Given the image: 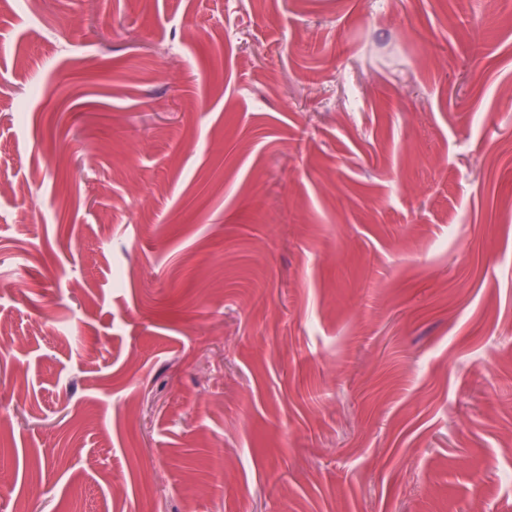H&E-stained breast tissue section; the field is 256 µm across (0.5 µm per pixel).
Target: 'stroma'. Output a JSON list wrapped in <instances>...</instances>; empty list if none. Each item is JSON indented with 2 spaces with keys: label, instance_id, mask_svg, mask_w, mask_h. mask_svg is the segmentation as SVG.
Returning a JSON list of instances; mask_svg holds the SVG:
<instances>
[{
  "label": "stroma",
  "instance_id": "35a3bbf8",
  "mask_svg": "<svg viewBox=\"0 0 512 512\" xmlns=\"http://www.w3.org/2000/svg\"><path fill=\"white\" fill-rule=\"evenodd\" d=\"M0 330V512H512V0H9Z\"/></svg>",
  "mask_w": 512,
  "mask_h": 512
}]
</instances>
